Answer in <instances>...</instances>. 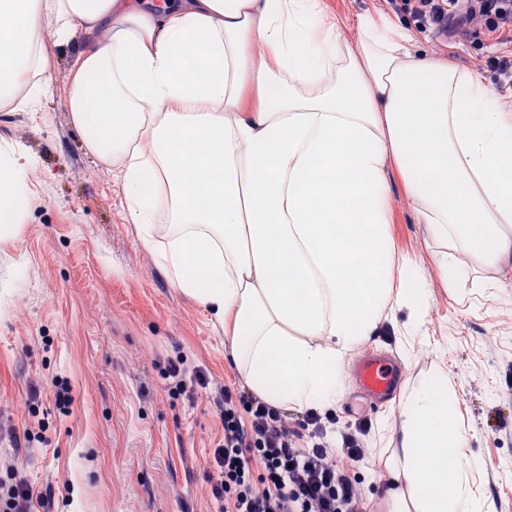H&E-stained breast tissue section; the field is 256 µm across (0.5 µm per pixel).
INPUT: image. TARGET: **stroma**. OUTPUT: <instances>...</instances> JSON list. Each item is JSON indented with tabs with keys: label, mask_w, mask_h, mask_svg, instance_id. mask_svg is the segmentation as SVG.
I'll return each mask as SVG.
<instances>
[{
	"label": "stroma",
	"mask_w": 512,
	"mask_h": 512,
	"mask_svg": "<svg viewBox=\"0 0 512 512\" xmlns=\"http://www.w3.org/2000/svg\"><path fill=\"white\" fill-rule=\"evenodd\" d=\"M47 44L37 110L0 109V145L33 163L31 196L15 234L0 238V494L24 481L46 506L33 512H215L209 457L222 435L211 398L169 399L160 375L175 354L211 381L246 385L224 325L173 283L159 245L131 223L114 170L90 154L66 105L72 50ZM397 255L423 263L427 301L415 331L383 318L349 353L338 426L369 418L366 458L355 468L367 512H390L381 475L400 449L403 401L447 371L476 496L512 512V264L486 269L467 253V280L448 286L427 225L391 172ZM365 355L390 357L402 377L391 401L370 404L355 379ZM71 402L55 404L56 380Z\"/></svg>",
	"instance_id": "1"
}]
</instances>
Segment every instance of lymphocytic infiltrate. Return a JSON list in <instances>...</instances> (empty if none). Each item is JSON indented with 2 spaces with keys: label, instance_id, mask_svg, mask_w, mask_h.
Returning a JSON list of instances; mask_svg holds the SVG:
<instances>
[{
  "label": "lymphocytic infiltrate",
  "instance_id": "lymphocytic-infiltrate-1",
  "mask_svg": "<svg viewBox=\"0 0 512 512\" xmlns=\"http://www.w3.org/2000/svg\"><path fill=\"white\" fill-rule=\"evenodd\" d=\"M388 11L410 16L422 34H480L512 41V0H385ZM170 396L209 390L224 437L209 461L220 512H365L353 469L365 456L366 420L345 426L336 444L323 442L319 413L300 421L268 399L231 385L214 389L184 356L162 370Z\"/></svg>",
  "mask_w": 512,
  "mask_h": 512
}]
</instances>
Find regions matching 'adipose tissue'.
Here are the masks:
<instances>
[{
  "label": "adipose tissue",
  "instance_id": "obj_1",
  "mask_svg": "<svg viewBox=\"0 0 512 512\" xmlns=\"http://www.w3.org/2000/svg\"><path fill=\"white\" fill-rule=\"evenodd\" d=\"M0 18V101L36 105L50 20L54 46L75 50L66 105L87 149L115 167L145 241L167 207L164 266L223 319L249 386L273 403L333 402L382 313L423 311V267L389 232V166L442 247L445 282L468 273L459 249L512 262V112L478 71L380 12L352 38L323 0H0ZM31 169L0 148L1 213L26 211ZM404 411L395 512H480L448 465L463 437L447 374Z\"/></svg>",
  "mask_w": 512,
  "mask_h": 512
}]
</instances>
